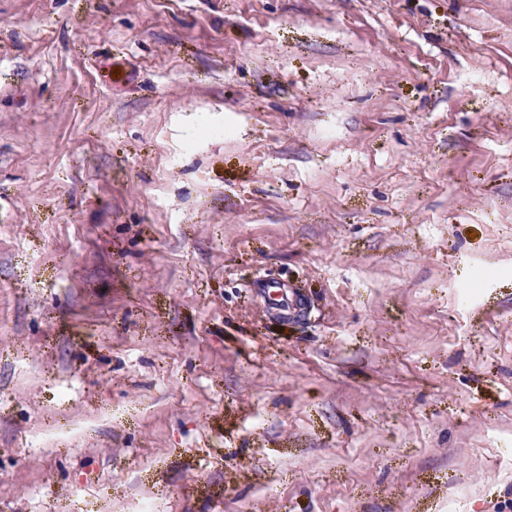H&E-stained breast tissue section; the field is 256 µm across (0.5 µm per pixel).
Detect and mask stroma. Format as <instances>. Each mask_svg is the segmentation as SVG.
Masks as SVG:
<instances>
[{
  "label": "stroma",
  "mask_w": 512,
  "mask_h": 512,
  "mask_svg": "<svg viewBox=\"0 0 512 512\" xmlns=\"http://www.w3.org/2000/svg\"><path fill=\"white\" fill-rule=\"evenodd\" d=\"M80 493L512 512V0H0V512Z\"/></svg>",
  "instance_id": "1"
}]
</instances>
